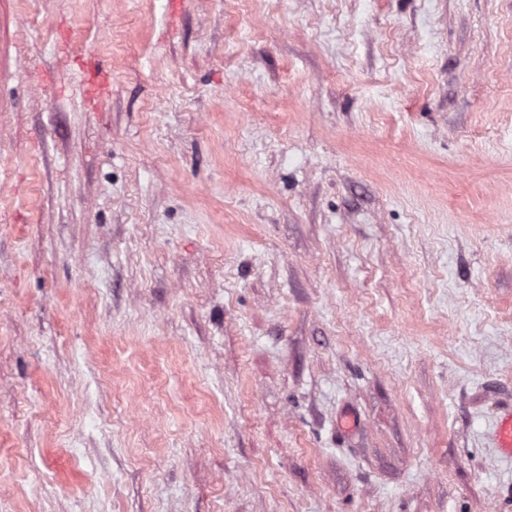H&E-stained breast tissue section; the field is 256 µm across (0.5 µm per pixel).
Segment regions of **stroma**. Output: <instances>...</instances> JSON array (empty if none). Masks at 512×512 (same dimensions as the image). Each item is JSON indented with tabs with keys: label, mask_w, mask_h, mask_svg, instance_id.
Instances as JSON below:
<instances>
[{
	"label": "stroma",
	"mask_w": 512,
	"mask_h": 512,
	"mask_svg": "<svg viewBox=\"0 0 512 512\" xmlns=\"http://www.w3.org/2000/svg\"><path fill=\"white\" fill-rule=\"evenodd\" d=\"M511 398L512 0H0V512H512ZM492 439L501 454L512 459V404H506L500 411Z\"/></svg>",
	"instance_id": "1"
}]
</instances>
